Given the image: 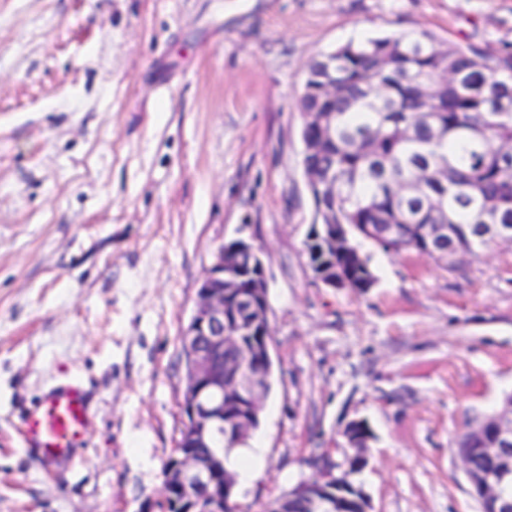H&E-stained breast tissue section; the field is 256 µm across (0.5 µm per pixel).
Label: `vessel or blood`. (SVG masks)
Masks as SVG:
<instances>
[{
	"instance_id": "obj_1",
	"label": "vessel or blood",
	"mask_w": 512,
	"mask_h": 512,
	"mask_svg": "<svg viewBox=\"0 0 512 512\" xmlns=\"http://www.w3.org/2000/svg\"><path fill=\"white\" fill-rule=\"evenodd\" d=\"M89 405L79 380L52 387L23 420L27 447L35 449L43 467L71 458L85 438Z\"/></svg>"
}]
</instances>
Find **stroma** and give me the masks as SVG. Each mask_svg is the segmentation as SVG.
Instances as JSON below:
<instances>
[{
  "mask_svg": "<svg viewBox=\"0 0 512 512\" xmlns=\"http://www.w3.org/2000/svg\"><path fill=\"white\" fill-rule=\"evenodd\" d=\"M433 35L497 55L512 0H0V512H160L183 426L182 333L217 250L262 249L274 377L245 512L344 470L373 512H480L460 435L512 394V244L455 264L362 244L376 281L308 267L309 63ZM79 376L85 444L43 469L19 431Z\"/></svg>",
  "mask_w": 512,
  "mask_h": 512,
  "instance_id": "1",
  "label": "stroma"
}]
</instances>
